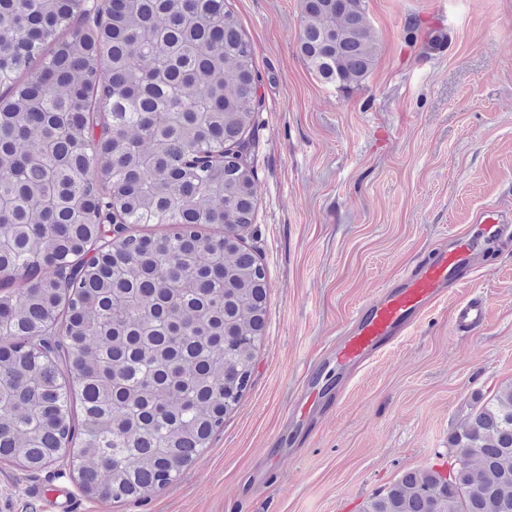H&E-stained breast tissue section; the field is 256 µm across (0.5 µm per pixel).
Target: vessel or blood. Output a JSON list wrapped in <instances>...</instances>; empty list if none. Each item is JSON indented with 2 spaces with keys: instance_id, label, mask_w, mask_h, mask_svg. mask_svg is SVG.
Instances as JSON below:
<instances>
[{
  "instance_id": "obj_1",
  "label": "vessel or blood",
  "mask_w": 512,
  "mask_h": 512,
  "mask_svg": "<svg viewBox=\"0 0 512 512\" xmlns=\"http://www.w3.org/2000/svg\"><path fill=\"white\" fill-rule=\"evenodd\" d=\"M485 223L483 237L467 245L450 243L439 249L419 268L404 274L397 283L377 291L372 299L356 312L345 339L333 347L327 363L307 377L301 392L302 400L291 414L294 429L306 423L314 403L334 390V379L357 370L396 340L405 336L434 306L445 300L449 289L460 288L481 251L498 241L508 219L495 207L488 206L476 215ZM487 309L483 301L472 299L459 304L453 318L458 331H477L483 328Z\"/></svg>"
}]
</instances>
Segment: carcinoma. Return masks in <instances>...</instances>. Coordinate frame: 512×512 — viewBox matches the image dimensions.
<instances>
[{"mask_svg":"<svg viewBox=\"0 0 512 512\" xmlns=\"http://www.w3.org/2000/svg\"><path fill=\"white\" fill-rule=\"evenodd\" d=\"M301 19L317 79L361 86L364 0H301ZM259 87L228 0H110L89 25L80 0H0V461L67 452L86 498L126 504L224 429L268 312L242 236ZM109 211L124 235L100 252ZM448 448L469 450L451 477L408 470L361 512H512V384Z\"/></svg>","mask_w":512,"mask_h":512,"instance_id":"carcinoma-1","label":"carcinoma"}]
</instances>
